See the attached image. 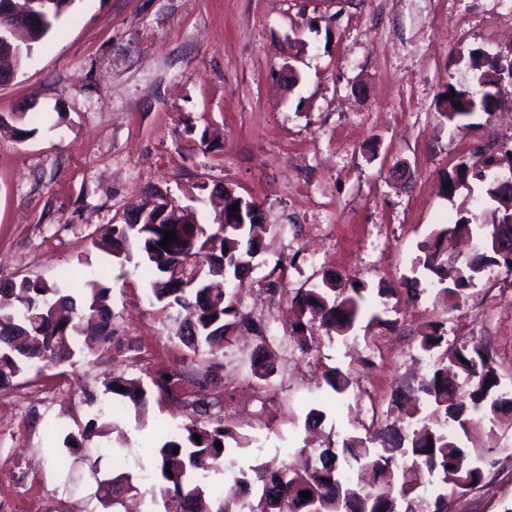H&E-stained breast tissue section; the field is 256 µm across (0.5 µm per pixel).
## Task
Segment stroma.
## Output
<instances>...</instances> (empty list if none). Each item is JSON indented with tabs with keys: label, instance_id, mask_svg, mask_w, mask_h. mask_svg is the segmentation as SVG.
Returning <instances> with one entry per match:
<instances>
[{
	"label": "stroma",
	"instance_id": "1",
	"mask_svg": "<svg viewBox=\"0 0 512 512\" xmlns=\"http://www.w3.org/2000/svg\"><path fill=\"white\" fill-rule=\"evenodd\" d=\"M476 48L512 57V0H75L48 45L0 84V114L49 116L27 140L0 133V282L52 285L68 271L103 281L115 337L0 387V512H110L98 491L110 461L65 473L55 456L95 414L86 392L102 394L111 374L147 388L186 377L173 395L152 392L145 414L115 411L122 433L101 443L124 440L131 472L156 473L152 449L187 422L184 396L219 398L208 418L242 440L210 474L219 495L240 470L294 465L300 449L339 448L400 418L394 391L432 368L418 346L428 323H442L449 347L488 345L512 387L506 270L488 269L458 305L405 288L420 243L460 208L443 193L448 173L512 146V100L453 122L437 108L448 86L471 83ZM199 183L260 204L270 229L237 291L243 326L266 332L242 328L215 354L189 351L183 311L149 300L133 263L93 245L147 190L178 198ZM325 273L363 283L381 320L320 334L303 352L288 337L291 292ZM264 345L276 358L261 379L249 359ZM211 363L207 385L188 382ZM334 367L350 379L341 394L323 381ZM313 408L323 418L309 428ZM496 432L484 481L449 497L448 512H512V412Z\"/></svg>",
	"mask_w": 512,
	"mask_h": 512
}]
</instances>
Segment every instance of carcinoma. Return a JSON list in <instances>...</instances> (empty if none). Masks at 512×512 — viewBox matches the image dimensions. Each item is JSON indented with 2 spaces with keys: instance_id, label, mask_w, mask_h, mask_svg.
Listing matches in <instances>:
<instances>
[{
  "instance_id": "1",
  "label": "carcinoma",
  "mask_w": 512,
  "mask_h": 512,
  "mask_svg": "<svg viewBox=\"0 0 512 512\" xmlns=\"http://www.w3.org/2000/svg\"><path fill=\"white\" fill-rule=\"evenodd\" d=\"M73 3L45 0L40 4L45 20L19 35L22 53L14 57L15 66H21L35 49L47 43ZM467 66L473 72L472 84L460 88L450 85L439 97L438 107L450 121L495 111L505 86H512V59L472 50ZM456 102L462 108L454 106ZM37 117L36 112H13L0 119V130L6 129L20 140L35 132L27 124ZM508 173L512 174V148L486 157L480 165L461 163L448 175L451 187L445 193L450 198L469 188L471 181L479 186L480 193L471 203L482 208V216L463 205L455 223L435 228L424 243L418 265L426 271L429 286L438 287L436 297L457 302L467 298L491 266L512 273V253H499L488 246L499 228L506 226L512 231V197L501 185V177ZM178 207L185 209L187 205H177L171 194L156 188L145 199L130 203L125 222L112 225L94 246L127 261L132 258L130 247H135V267L149 275L152 298L184 311L181 342L193 352L207 349L214 353L229 342L240 321L234 292L226 287L212 296L210 282L222 279L228 285L252 268L264 252L266 229L249 218L251 212L259 211L256 204L243 206L245 223L224 225L205 222L197 209L186 215L177 213ZM144 211L151 220L165 211L168 223L135 221ZM168 230L176 231L177 239L164 249L159 242ZM457 235L474 239L476 251L467 257L448 251V238ZM199 261L205 266L189 288L183 268ZM363 291L362 284H348L327 274L308 288L296 289L291 304L297 308L298 318L291 324L290 335L304 349L315 343L317 326L340 337L346 335L365 314ZM110 292L111 287L100 281L79 290L39 279L1 287L0 296L9 294L14 303L8 308L0 306V386L23 374L36 360L61 365L85 347L111 345ZM443 342L441 325L431 323L422 332L419 347L430 354ZM269 359L266 348L252 355L254 375L263 378L268 374ZM325 382L337 394L349 387L348 378L336 368L325 374ZM416 391L432 407V417L418 418L413 413L404 426H385L378 435L377 448L351 436L339 450L323 448L301 454L295 466L262 468L255 478L262 482V492L257 504L248 506L249 512H398L402 504L409 503L410 494L422 486L432 488L430 512H448L449 497L484 480L486 455L495 449L497 413L512 398L501 383L490 349L479 345L459 346L448 363L435 361ZM104 393L128 398L140 408L148 400L143 386L121 374L105 378ZM112 430V420L100 408L82 431L68 434L64 444L73 450L85 448L93 438L107 437ZM476 434L486 437L487 446L483 455L473 459L468 442ZM196 435L201 441L194 439ZM229 440L236 442L238 438L222 422L204 425L193 419L161 439L152 452L163 483L152 485L150 498H142L141 512H240L242 496L249 493L253 479L248 472L240 471L238 490L215 500L209 475L198 472L203 458L211 460L215 470L224 464ZM217 442L222 449H217ZM104 457L119 468L126 459V449L99 446L87 455V461L94 467ZM136 478L146 480L149 475L120 472L101 481L112 485V491L104 494V504L114 509L123 504V494L139 490ZM303 492L311 493V498L301 497Z\"/></svg>"
}]
</instances>
